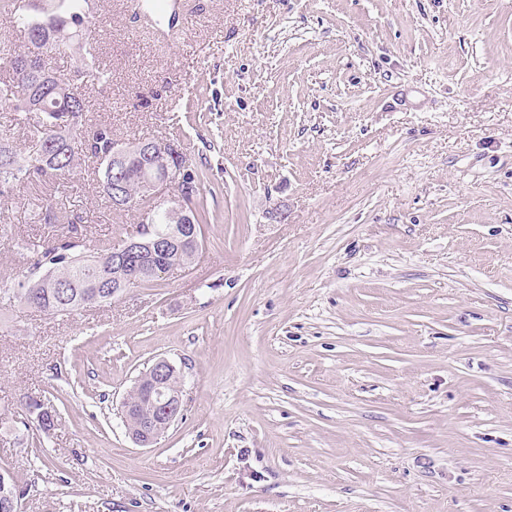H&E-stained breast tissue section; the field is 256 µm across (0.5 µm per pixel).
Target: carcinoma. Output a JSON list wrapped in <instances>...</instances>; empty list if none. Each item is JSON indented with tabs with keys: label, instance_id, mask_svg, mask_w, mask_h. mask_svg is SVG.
<instances>
[{
	"label": "carcinoma",
	"instance_id": "carcinoma-1",
	"mask_svg": "<svg viewBox=\"0 0 512 512\" xmlns=\"http://www.w3.org/2000/svg\"><path fill=\"white\" fill-rule=\"evenodd\" d=\"M87 0H39L31 7L26 0H6L5 17L24 40L20 50L0 52V102L11 104L21 114L23 123H33L36 144L44 148L43 155L33 152L21 155L0 133V196L12 193L14 187L29 182L55 181L65 186L66 177L81 161L97 163L95 174L101 176V185L112 196V179L120 173V193L127 209L142 217L147 200L143 183L156 177L149 162L140 154L130 155L117 166H112V148L117 143L110 124L88 127V101L84 88L88 82L107 84L110 73L100 68L93 43L87 36L83 5ZM38 41L50 44L49 53L74 54L82 64L83 83L75 94L59 93L41 84L42 75L32 70L23 75L14 63L31 55ZM39 102L41 108L32 115L30 105ZM80 117V126L64 124L67 114ZM208 211L201 193H196L187 205V217L178 223L160 211L154 213V229L159 237L169 239L164 251L141 248L136 259L121 263L116 252L122 244L93 247L92 240L79 233L75 224L68 230L42 241H29L22 246L28 251L26 265L16 277L13 298L39 312L53 316H67L86 308L112 303L123 296L125 285L150 286L160 273L173 268H187L194 262L198 248L183 233L184 223H207ZM33 219L40 224H60L63 216L56 206L43 201L33 211ZM141 372L127 392L133 405L131 413L122 417L126 430L143 429L152 412V400L157 392L150 391L142 382ZM25 410L35 416L39 429L47 433L55 426L56 412L37 401L24 404Z\"/></svg>",
	"mask_w": 512,
	"mask_h": 512
}]
</instances>
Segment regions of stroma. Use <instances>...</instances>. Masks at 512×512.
<instances>
[{
  "mask_svg": "<svg viewBox=\"0 0 512 512\" xmlns=\"http://www.w3.org/2000/svg\"><path fill=\"white\" fill-rule=\"evenodd\" d=\"M100 0L90 123L174 139L210 213L195 264L68 318L15 304L0 241V469L24 512H512V0ZM52 198L134 227L86 166ZM167 358L154 446L119 405ZM54 406L50 433L27 400ZM142 5L147 16L165 25L176 14L177 0H146ZM155 364H157V374H162L166 372V366L173 367L174 365L165 358H159L155 360ZM174 367L175 369L168 374L164 385L161 386V390L167 392L168 394H171L172 392L181 391L182 386L184 385V376L181 370L178 369L175 365ZM182 396L183 394L182 392H180L178 394L165 395L164 397L158 398V403L156 405L159 416L164 419L170 420V423H172L173 420L176 419L178 413L180 412L183 406Z\"/></svg>",
  "mask_w": 512,
  "mask_h": 512,
  "instance_id": "obj_1",
  "label": "stroma"
}]
</instances>
